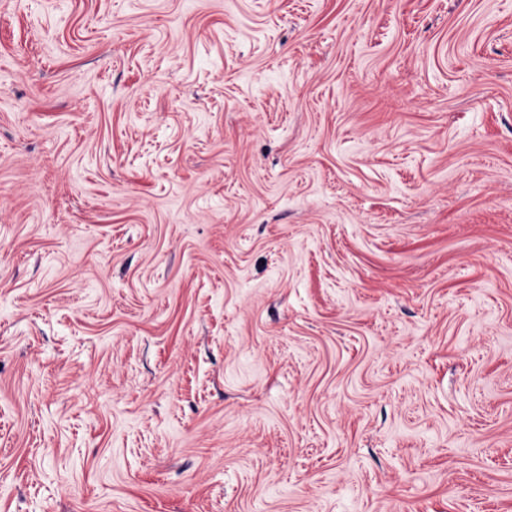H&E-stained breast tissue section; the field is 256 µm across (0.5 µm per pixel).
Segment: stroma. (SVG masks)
<instances>
[{"mask_svg":"<svg viewBox=\"0 0 512 512\" xmlns=\"http://www.w3.org/2000/svg\"><path fill=\"white\" fill-rule=\"evenodd\" d=\"M0 512H512V0H0Z\"/></svg>","mask_w":512,"mask_h":512,"instance_id":"35a3bbf8","label":"stroma"}]
</instances>
